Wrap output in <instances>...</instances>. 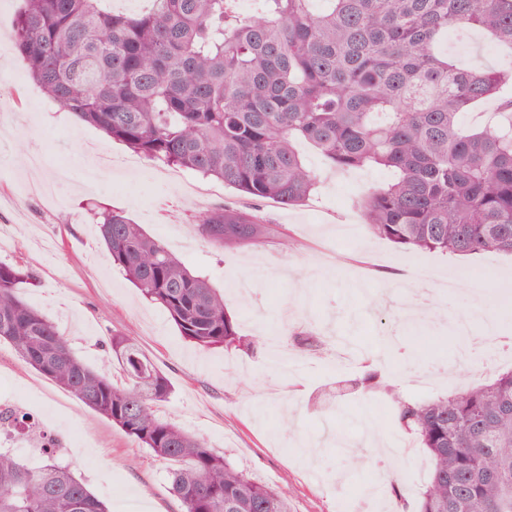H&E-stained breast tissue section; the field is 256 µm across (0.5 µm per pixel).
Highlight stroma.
I'll return each mask as SVG.
<instances>
[{
	"label": "stroma",
	"instance_id": "obj_1",
	"mask_svg": "<svg viewBox=\"0 0 512 512\" xmlns=\"http://www.w3.org/2000/svg\"><path fill=\"white\" fill-rule=\"evenodd\" d=\"M21 0H0V261L31 268L36 282L19 293L52 318L88 365L114 373L105 342L135 339L169 380L159 408L191 434L205 438L255 480L288 491L291 512H392V500L369 501L375 479L399 478L418 496L431 474L428 454L401 426L383 394L348 390L347 379L375 369L381 384L421 399L446 395L512 369V347H499L485 365L459 358L453 329L457 310L480 303L512 338V256L451 257L398 253L364 225L358 201L385 179L375 170L333 173L308 144L299 151L321 173L319 191L305 204L283 206L241 199L223 182L172 169L136 154L72 114L51 108L30 78L11 37ZM443 51L461 66H499L502 55L485 36L467 29ZM111 154L112 171L95 168L92 148ZM228 206L252 210L271 233L258 247L217 248L191 235L192 215ZM118 209L196 269L208 273L238 322L243 346L208 350L180 335L162 310L148 304L96 235L92 214ZM352 224L349 239L336 235ZM291 236L296 249L282 243ZM427 286L434 303L417 325L401 308L409 289ZM307 326L327 341L359 346L367 361L340 359L335 346L298 353L288 372L268 350H247L259 334L289 342ZM0 388L19 395L31 383L48 394L25 410L50 416L47 430L69 463L109 512L127 502L145 512H183L170 490L168 463L51 381L43 380L5 342L0 343ZM356 411L344 445L326 438L337 409Z\"/></svg>",
	"mask_w": 512,
	"mask_h": 512
}]
</instances>
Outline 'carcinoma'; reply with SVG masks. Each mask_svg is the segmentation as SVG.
<instances>
[{
    "instance_id": "obj_1",
    "label": "carcinoma",
    "mask_w": 512,
    "mask_h": 512,
    "mask_svg": "<svg viewBox=\"0 0 512 512\" xmlns=\"http://www.w3.org/2000/svg\"><path fill=\"white\" fill-rule=\"evenodd\" d=\"M14 46L30 77L60 110L151 161L212 176L254 200L306 202L319 187L296 143L332 169L383 167L394 179L361 201L364 224L402 253L512 255V70L464 68L438 52L448 30L481 28L512 50V0H150L116 15L101 0H23ZM496 99L499 111L462 117ZM112 266L189 342L240 345L236 319L209 278L143 231L122 210L95 214ZM196 235L220 247L258 246L268 225L238 208L195 216ZM31 272L0 261V341L132 436L174 462L171 491L184 512H290L288 494L258 483L202 437L158 415L168 380L126 336H111L123 383L73 352L48 316L19 296ZM317 350L311 331L290 332ZM430 456L415 512H512V372L446 397L413 400L380 385ZM37 467L0 448V512H106L56 460ZM394 512L408 498L389 482Z\"/></svg>"
}]
</instances>
